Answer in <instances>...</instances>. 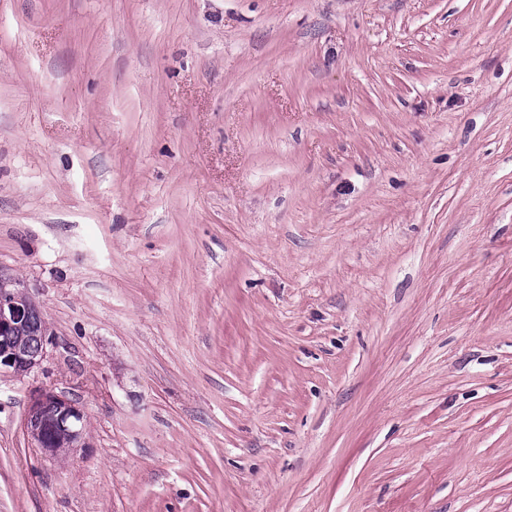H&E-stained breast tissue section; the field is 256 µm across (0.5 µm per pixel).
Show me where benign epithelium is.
<instances>
[{"instance_id": "benign-epithelium-1", "label": "benign epithelium", "mask_w": 512, "mask_h": 512, "mask_svg": "<svg viewBox=\"0 0 512 512\" xmlns=\"http://www.w3.org/2000/svg\"><path fill=\"white\" fill-rule=\"evenodd\" d=\"M28 317L16 297H0V375L27 374L41 365L45 353L29 354L14 342V330ZM84 411L74 400L42 390L30 400L25 428L41 453L56 458L85 445Z\"/></svg>"}]
</instances>
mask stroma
I'll list each match as a JSON object with an SVG mask.
<instances>
[{
	"label": "stroma",
	"mask_w": 512,
	"mask_h": 512,
	"mask_svg": "<svg viewBox=\"0 0 512 512\" xmlns=\"http://www.w3.org/2000/svg\"><path fill=\"white\" fill-rule=\"evenodd\" d=\"M0 271V512H512V0H0ZM24 287L19 280L0 272V293L15 297H0V375L27 374L41 365L45 350L37 354L42 347V336H49L39 309L35 302L22 293ZM17 297V298H16ZM24 301L28 307L20 304ZM29 313V316H28ZM28 317V318H27ZM27 320L23 322L25 319ZM23 322V323H21ZM20 324V326L15 328ZM18 336L21 346L28 352L20 350L14 336ZM83 419L84 411L76 401L42 390L30 400L25 428L44 456L56 458L85 445ZM56 431L69 435V448H58Z\"/></svg>",
	"instance_id": "1"
}]
</instances>
